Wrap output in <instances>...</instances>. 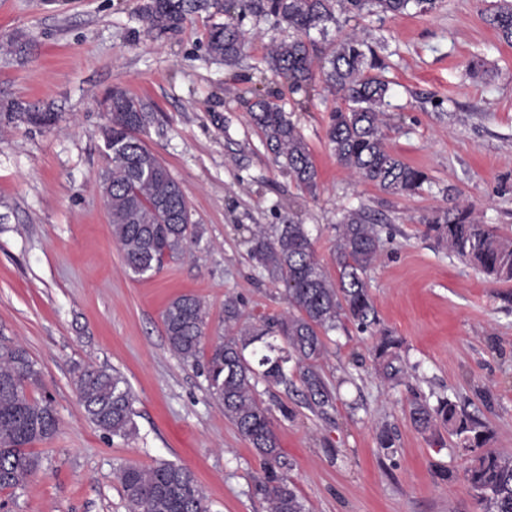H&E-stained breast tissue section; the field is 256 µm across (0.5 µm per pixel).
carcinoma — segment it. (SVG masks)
<instances>
[{
    "instance_id": "cac0c4a2",
    "label": "carcinoma",
    "mask_w": 512,
    "mask_h": 512,
    "mask_svg": "<svg viewBox=\"0 0 512 512\" xmlns=\"http://www.w3.org/2000/svg\"><path fill=\"white\" fill-rule=\"evenodd\" d=\"M438 0H226L224 10L270 16L277 26L292 32L272 46L266 65L295 90H307L315 79L310 33H327L342 15L420 13L437 7ZM195 0H150L145 14L161 34L177 31ZM486 22L499 38L512 45V0H492ZM244 39L231 23L216 24L209 32V55L227 66L238 63ZM5 54L25 56L30 42L16 36L0 44ZM383 61L366 38L348 34L336 41L322 66L329 91L346 107L336 110L327 138L336 162L387 194H414L428 181L384 144L383 105L388 83L377 74ZM253 120L267 148L283 160L297 186L313 194L318 171L309 147L283 108L271 99L254 103ZM50 127L55 112H31L15 102L0 106V116ZM147 114L143 105L123 90L112 91L107 124L112 135L110 166L101 181L110 183L106 205L112 239L122 250L126 269L142 277L158 271L167 258L186 252L199 238L197 225L179 183L156 154L138 137ZM426 233L448 251L474 266L493 284L512 282V242L479 223L471 206L457 204L423 218ZM333 259L338 282H333L315 255L303 224L258 225L251 232L249 256L270 281L285 287L288 312L262 326H239V302L224 300V322L233 333L211 349L203 365L211 395L264 461V473L255 480V492L269 512H306L294 482L282 472V452L271 425V409L260 398L258 385L288 384L296 372L311 406L322 410L333 396L318 371L326 353V337L342 319L366 330L377 315L365 275L380 251L376 224L363 208L350 209L334 225ZM206 313L203 302L185 294L167 305L162 315L169 348L185 363L197 364L202 353ZM401 341L384 335L376 347L385 378L403 372L398 365ZM86 418L112 437L137 434L134 395L124 375L115 369L77 365L72 369ZM40 372L29 353L0 340V491L28 484L40 469V459L29 445L51 439L58 417L48 396L35 397ZM408 417L422 432L444 428L459 437L464 448H482L487 431L479 421L460 414L448 398L430 405L416 396ZM128 512H211L195 474L187 467L158 460L143 467L129 464L119 473ZM465 480L483 512H512V455L486 451L465 471Z\"/></svg>"
}]
</instances>
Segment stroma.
I'll list each match as a JSON object with an SVG mask.
<instances>
[{
    "instance_id": "35a3bbf8",
    "label": "stroma",
    "mask_w": 512,
    "mask_h": 512,
    "mask_svg": "<svg viewBox=\"0 0 512 512\" xmlns=\"http://www.w3.org/2000/svg\"><path fill=\"white\" fill-rule=\"evenodd\" d=\"M146 0H0V42L33 49L0 55V102L58 113L49 128L0 122V337L24 347L59 417L32 444L42 465L15 491L11 512H127L119 472L169 460L194 472L212 512H267L254 492L261 459L181 361L162 312L192 293L205 304V347L224 333V300L250 322L282 315V285L248 259L249 230L284 216L306 225L329 275L333 226L347 210L378 217L379 258L367 274L378 323L343 321L327 341L323 376L336 401L311 410L299 380L262 391L306 512H482L463 471L474 458L455 436L434 440L408 418L415 395L448 397L481 421L489 449L512 453V283L493 285L424 235L423 217L459 202L512 239V46L484 20L485 0H440L428 13L366 15L313 34L318 54L352 32L382 45L390 82L385 144L429 177L414 195H390L340 167L326 139L338 101L315 81L296 91L267 71L288 30L215 7L159 34ZM247 38L239 64L206 51L211 26ZM480 66L468 70L470 60ZM149 115L140 132L180 184L202 237L158 272L130 274L112 239L99 175V133L113 89ZM275 100L304 135L318 168L316 195L300 191L266 148L252 104ZM399 337L400 380L383 378L379 336ZM78 364L120 371L137 435L109 437L84 416L71 381ZM395 440L382 449L378 438Z\"/></svg>"
}]
</instances>
